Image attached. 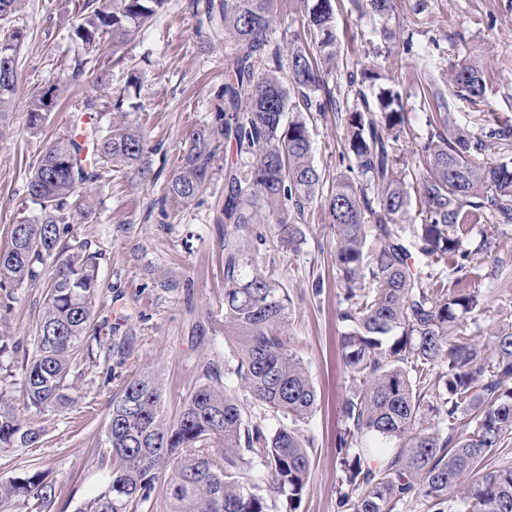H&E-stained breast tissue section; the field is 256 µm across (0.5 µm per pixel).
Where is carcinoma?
<instances>
[{
  "label": "carcinoma",
  "instance_id": "carcinoma-1",
  "mask_svg": "<svg viewBox=\"0 0 512 512\" xmlns=\"http://www.w3.org/2000/svg\"><path fill=\"white\" fill-rule=\"evenodd\" d=\"M167 0H91L71 38L100 61L95 81H111V64ZM302 31L288 50L274 41V0H191L207 42H224V104L214 122L190 135L182 169L168 193L190 201L210 180L211 161L224 142H235L252 162L224 170V201L216 223L224 225V335L236 348L239 387L267 411L286 420L274 431L265 419L248 421L235 390L199 385L175 418L167 417L157 376H132L112 401L105 447L112 472L103 491L76 512H137L158 489L168 512H271L280 498L295 512L309 476V439L299 424L317 406L309 371L291 348L288 290L249 258L246 234L255 224H278L288 244L302 231L288 223L319 196L324 177L312 161V141L300 112L336 108L322 72L340 53L336 0H299ZM23 33L0 36L10 48L11 74L0 78V115L17 92V50ZM472 99L486 94L483 69L462 60L451 73ZM61 88L32 96L28 126L41 127ZM363 109L348 113L345 143L353 158L323 200L324 219L336 233L335 264L346 306L340 319L341 356L351 393L341 406L343 458L340 502L346 512H394L421 498L433 512H448L452 499L465 512H512V465L491 468L484 459L512 438V322L499 327L491 345L467 333L465 317L480 311L478 295L448 285L423 268L443 263L455 282L472 274L486 242L462 248V228L485 215L512 223V128L490 127L476 136L433 112L417 149L424 172L417 185L396 172L402 98L382 88L377 106L364 91ZM295 119L284 122L286 113ZM93 162H80L81 145L51 143L33 166L27 195L39 216L12 226L0 247V312L11 309V289L49 274L44 307L35 323L33 353L23 355L22 400L28 409H62L69 377L89 334H98L94 305L101 293L98 254L79 239L67 214L81 208L88 188L113 165H143L145 139L135 127L92 138ZM422 222L409 223L412 196ZM371 287H364V283ZM40 430L23 422L0 390V444L32 446ZM399 442L373 468L359 447L366 439ZM34 502L50 509L55 487L30 468L0 482V512Z\"/></svg>",
  "mask_w": 512,
  "mask_h": 512
}]
</instances>
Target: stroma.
Returning <instances> with one entry per match:
<instances>
[{
  "label": "stroma",
  "instance_id": "35a3bbf8",
  "mask_svg": "<svg viewBox=\"0 0 512 512\" xmlns=\"http://www.w3.org/2000/svg\"><path fill=\"white\" fill-rule=\"evenodd\" d=\"M87 0H23L13 25L24 38L17 52L18 89L9 112L0 119V245L11 227L34 219L38 208L26 193L28 175L45 148L65 137L71 115H90L99 129L134 126L146 140L151 173L114 167L89 194L92 213L72 214L74 233L88 241L99 259L102 293L94 318L117 350L106 354L88 340L75 375L73 402L62 411L36 415L23 406L22 376L5 384L11 407L32 419L42 435L28 448L0 447V480L21 474L32 464L48 471L56 488L51 512H76L89 496L102 491L112 468L104 446L112 400L139 373L159 377L168 415L184 399L211 382L236 387L246 418L265 417L269 429L279 418L266 415L249 392L238 389L232 373L233 347L224 337V227L214 209L224 198L228 161L246 165L252 158L224 146L212 162L205 192L190 201L167 193V184L185 155L191 132L211 124L222 103L224 47L207 44L196 30L188 0H168L165 9L126 46L123 65L114 67L109 87L99 88L92 65L71 39L72 26ZM382 19L354 0H336L340 55L327 80L341 109L313 113L308 121L314 162L326 176L345 172V111L375 101L378 87L398 86L405 129L396 168L418 175L415 143L426 137L427 115L450 113L455 124L480 132L499 124L512 127V0H394ZM392 39H384L383 29ZM412 42L413 51L403 48ZM467 59L482 66L487 93L483 102L458 95L449 77L454 64ZM84 74L72 80L76 66ZM376 71L379 86L364 84L358 99L349 72ZM136 89H128V74ZM66 82L67 91L48 114L40 132L27 126L33 94L49 82ZM303 241L289 248L277 224L254 225L246 239L250 257L269 279L287 288L291 309L285 333L309 368L318 406L301 430L310 439V473L296 512H341L343 428L339 413L351 380L339 352L344 306L336 284V236L323 220L319 202L306 205L300 220ZM486 242L475 273L461 282L477 290L483 308L468 321L473 337L490 343L499 326L512 322V224L480 220L467 225L463 247ZM10 312L0 316V336L26 342L42 312L43 278L26 280L12 291Z\"/></svg>",
  "mask_w": 512,
  "mask_h": 512
}]
</instances>
